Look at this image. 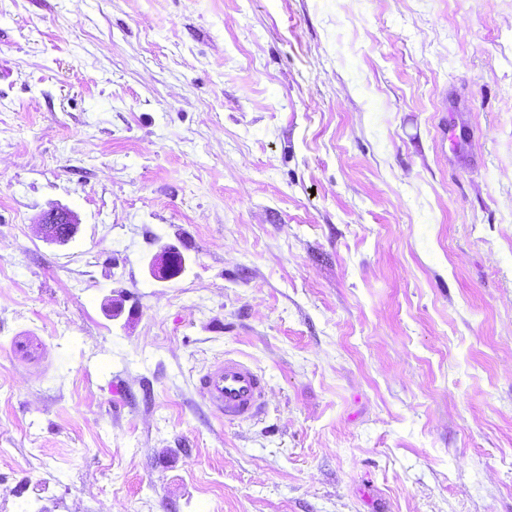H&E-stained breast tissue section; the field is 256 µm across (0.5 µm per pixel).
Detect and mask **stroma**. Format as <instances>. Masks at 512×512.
<instances>
[{
  "instance_id": "obj_1",
  "label": "stroma",
  "mask_w": 512,
  "mask_h": 512,
  "mask_svg": "<svg viewBox=\"0 0 512 512\" xmlns=\"http://www.w3.org/2000/svg\"><path fill=\"white\" fill-rule=\"evenodd\" d=\"M0 512H512V0H0ZM57 224H70L67 229L68 240L72 239L78 230V222L75 216L66 208L52 207L43 212L39 220L42 230V238L49 243L61 244L62 239L57 238ZM67 240V241H68ZM172 251L173 249L170 246H164L159 253L153 256L150 264V274L154 279H169L171 274V263L174 269L173 275L180 270L182 259L179 253H174L172 262ZM12 350L18 360L28 365H36L43 369L46 358L40 351L36 336H30L29 334L15 336ZM266 387L262 376L245 362L232 358L214 363L197 379V389L204 403L228 422L260 415Z\"/></svg>"
}]
</instances>
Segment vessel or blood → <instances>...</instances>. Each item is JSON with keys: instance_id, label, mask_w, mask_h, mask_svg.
<instances>
[{"instance_id": "obj_1", "label": "vessel or blood", "mask_w": 512, "mask_h": 512, "mask_svg": "<svg viewBox=\"0 0 512 512\" xmlns=\"http://www.w3.org/2000/svg\"><path fill=\"white\" fill-rule=\"evenodd\" d=\"M12 350L15 357L26 364L40 367L45 363L36 337L27 334L15 337ZM266 387L262 376L245 362L232 358L214 363L197 379V389L204 403L228 422L260 415Z\"/></svg>"}]
</instances>
